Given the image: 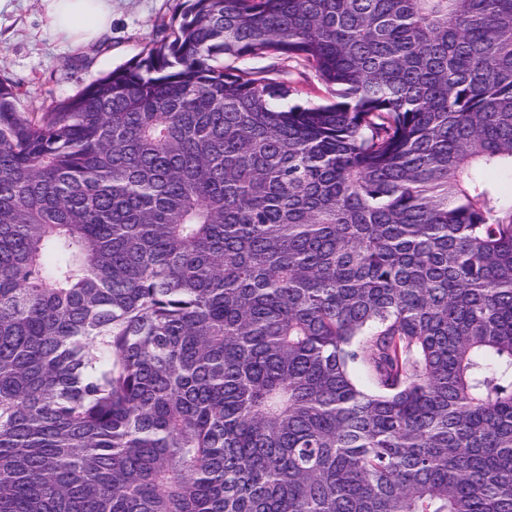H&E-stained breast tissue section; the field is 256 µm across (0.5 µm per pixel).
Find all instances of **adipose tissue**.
Wrapping results in <instances>:
<instances>
[{
  "label": "adipose tissue",
  "instance_id": "obj_1",
  "mask_svg": "<svg viewBox=\"0 0 512 512\" xmlns=\"http://www.w3.org/2000/svg\"><path fill=\"white\" fill-rule=\"evenodd\" d=\"M45 23L63 42L81 47L112 23V0H47Z\"/></svg>",
  "mask_w": 512,
  "mask_h": 512
}]
</instances>
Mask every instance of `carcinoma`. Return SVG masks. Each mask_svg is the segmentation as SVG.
<instances>
[{
    "mask_svg": "<svg viewBox=\"0 0 512 512\" xmlns=\"http://www.w3.org/2000/svg\"><path fill=\"white\" fill-rule=\"evenodd\" d=\"M295 59L336 101L284 106ZM512 0H189L0 78V512H512Z\"/></svg>",
    "mask_w": 512,
    "mask_h": 512,
    "instance_id": "1",
    "label": "carcinoma"
}]
</instances>
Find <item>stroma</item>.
I'll return each mask as SVG.
<instances>
[{"label":"stroma","mask_w":512,"mask_h":512,"mask_svg":"<svg viewBox=\"0 0 512 512\" xmlns=\"http://www.w3.org/2000/svg\"><path fill=\"white\" fill-rule=\"evenodd\" d=\"M185 6L186 0H112L110 31L98 42L74 51L45 28L41 0H13L12 10L0 14V77L16 85L21 111H40L164 39ZM243 66L277 69L290 89L288 104L328 98L320 80L296 64L285 66L270 56L246 59Z\"/></svg>","instance_id":"35a3bbf8"}]
</instances>
